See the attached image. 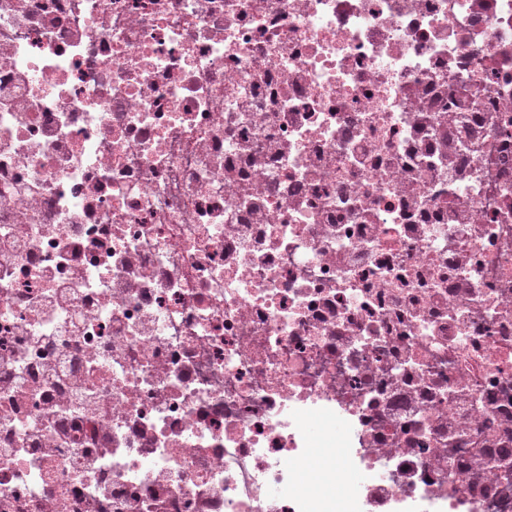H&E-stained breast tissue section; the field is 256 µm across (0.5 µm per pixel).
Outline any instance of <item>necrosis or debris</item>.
<instances>
[{
  "mask_svg": "<svg viewBox=\"0 0 512 512\" xmlns=\"http://www.w3.org/2000/svg\"><path fill=\"white\" fill-rule=\"evenodd\" d=\"M9 404L0 512H512V0H0Z\"/></svg>",
  "mask_w": 512,
  "mask_h": 512,
  "instance_id": "obj_1",
  "label": "necrosis or debris"
}]
</instances>
